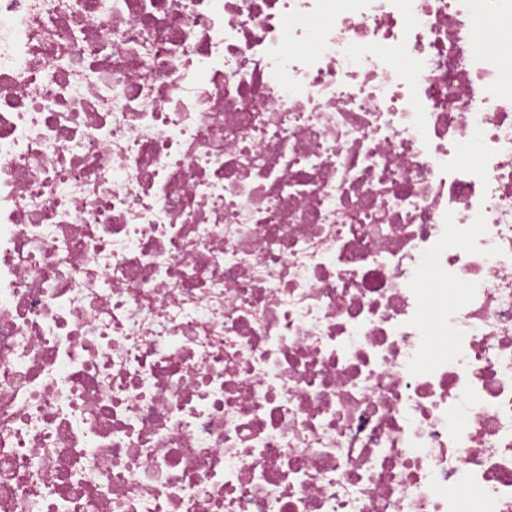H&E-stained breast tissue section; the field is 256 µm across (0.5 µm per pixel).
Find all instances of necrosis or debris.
Here are the masks:
<instances>
[{
  "label": "necrosis or debris",
  "instance_id": "obj_1",
  "mask_svg": "<svg viewBox=\"0 0 512 512\" xmlns=\"http://www.w3.org/2000/svg\"><path fill=\"white\" fill-rule=\"evenodd\" d=\"M480 13L0 0V512H512Z\"/></svg>",
  "mask_w": 512,
  "mask_h": 512
}]
</instances>
